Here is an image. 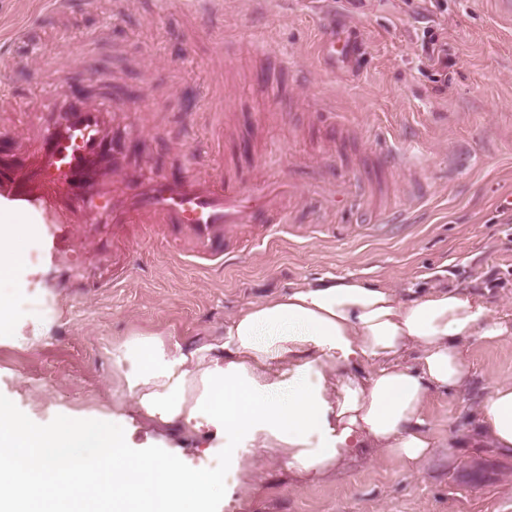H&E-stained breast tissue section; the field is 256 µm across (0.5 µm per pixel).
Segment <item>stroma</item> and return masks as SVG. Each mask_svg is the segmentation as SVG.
<instances>
[{
    "mask_svg": "<svg viewBox=\"0 0 512 512\" xmlns=\"http://www.w3.org/2000/svg\"><path fill=\"white\" fill-rule=\"evenodd\" d=\"M224 24L239 40L216 47L193 6L181 0H85L65 24L48 20L31 50L56 56L86 38L85 78L111 75L127 100L151 85L141 137L160 167L222 162L252 186L279 180L293 164L332 155L360 186L354 206L320 207L313 194L291 208L307 230L262 245L245 264L187 256L183 245L148 230L129 237L128 272L112 279V227L47 228L35 212L26 263L12 284L14 327L34 344L0 339V394L34 422L79 413L123 419L135 449L158 446L195 469L216 465L225 438L174 433L145 422L120 387L114 347L148 336L185 346L221 337L238 308L321 277L361 278L400 294L439 286L478 293L494 316L512 321V9L504 0H223ZM350 48L324 56L328 35ZM448 47L439 65L423 50ZM289 57L291 67L280 66ZM308 80L299 83L298 70ZM53 93L32 74L18 78L16 121ZM324 100L318 115L308 98ZM191 147L182 156L181 144ZM406 168L390 170L388 146ZM405 204L415 223L383 237L365 223ZM465 388L434 395L431 455L415 469L378 448H362L330 471L301 476L275 452L239 444L233 461L247 477L226 481L218 512H512V454L481 429L478 404L512 379V337L465 341Z\"/></svg>",
    "mask_w": 512,
    "mask_h": 512,
    "instance_id": "35a3bbf8",
    "label": "stroma"
}]
</instances>
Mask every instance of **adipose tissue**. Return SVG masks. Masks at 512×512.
I'll return each mask as SVG.
<instances>
[{"instance_id": "1", "label": "adipose tissue", "mask_w": 512, "mask_h": 512, "mask_svg": "<svg viewBox=\"0 0 512 512\" xmlns=\"http://www.w3.org/2000/svg\"><path fill=\"white\" fill-rule=\"evenodd\" d=\"M21 221L0 212L1 336L14 332L5 286L24 265ZM511 335L479 295L431 288L404 299L387 286L327 276L247 304L222 337L194 348L152 336L123 343L112 358L144 420L242 434L252 447L284 453L290 470L319 475L358 448L417 467L435 446L433 396L466 381L460 341ZM412 346L420 357L409 367L402 358ZM480 414L494 446L512 451L511 380L493 386Z\"/></svg>"}]
</instances>
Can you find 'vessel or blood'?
Returning <instances> with one entry per match:
<instances>
[{"label": "vessel or blood", "instance_id": "vessel-or-blood-1", "mask_svg": "<svg viewBox=\"0 0 512 512\" xmlns=\"http://www.w3.org/2000/svg\"><path fill=\"white\" fill-rule=\"evenodd\" d=\"M79 5V0H45L43 14L14 28L10 38L23 42L42 15L63 18ZM26 66L40 72L48 85L67 83L70 92L0 129V140L10 143L17 156L0 163V192L41 211L47 223L108 224L116 242L124 239L129 225L157 224L191 243L197 254L242 259L290 230L295 219L288 202L307 186H315L329 208L357 194L353 185L339 196L331 192L339 175L323 158L301 163V177L269 188L259 182L249 189L212 166L190 174L148 162L129 167L128 154L142 145L137 124L128 123L126 135L113 136L112 104L86 94L76 69L37 56Z\"/></svg>", "mask_w": 512, "mask_h": 512}]
</instances>
